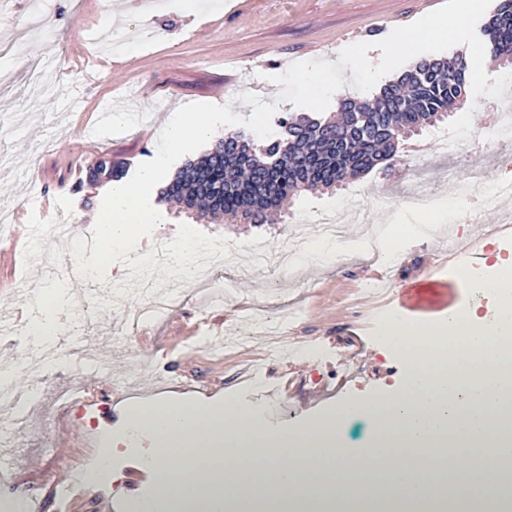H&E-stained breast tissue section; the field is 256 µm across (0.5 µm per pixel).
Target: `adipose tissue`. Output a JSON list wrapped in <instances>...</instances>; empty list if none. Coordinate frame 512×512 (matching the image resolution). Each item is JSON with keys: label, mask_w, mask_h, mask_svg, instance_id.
Segmentation results:
<instances>
[{"label": "adipose tissue", "mask_w": 512, "mask_h": 512, "mask_svg": "<svg viewBox=\"0 0 512 512\" xmlns=\"http://www.w3.org/2000/svg\"><path fill=\"white\" fill-rule=\"evenodd\" d=\"M473 304L415 321L391 311L381 343L404 352L431 342L425 361L410 362L402 385L385 398L343 401L300 428L267 430L249 407L216 409L152 404L127 415L126 434L155 437L147 464L153 496L131 499L130 512H435L461 499L474 512H499L497 472L482 460L512 441V359L498 349L512 336V264L487 276L464 269ZM25 336L56 345L61 317L73 308L72 285L60 280L37 291ZM455 341L453 361L441 343ZM369 423L360 445L345 438L355 420Z\"/></svg>", "instance_id": "obj_1"}]
</instances>
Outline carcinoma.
<instances>
[{
	"label": "carcinoma",
	"mask_w": 512,
	"mask_h": 512,
	"mask_svg": "<svg viewBox=\"0 0 512 512\" xmlns=\"http://www.w3.org/2000/svg\"><path fill=\"white\" fill-rule=\"evenodd\" d=\"M482 36L492 59L512 65V0H498ZM465 72L455 55L419 60L373 98L342 99L333 117L278 120L282 135L263 148L243 131L227 132L175 177L167 195L189 210L262 223L294 194L333 188L394 157L401 140L466 99ZM278 158L281 167L270 168ZM93 172L110 180L122 177L106 159L97 161Z\"/></svg>",
	"instance_id": "cac0c4a2"
}]
</instances>
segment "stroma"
<instances>
[{"label": "stroma", "mask_w": 512, "mask_h": 512, "mask_svg": "<svg viewBox=\"0 0 512 512\" xmlns=\"http://www.w3.org/2000/svg\"><path fill=\"white\" fill-rule=\"evenodd\" d=\"M444 0H230L218 10L201 7L185 13L162 5L151 11L154 38L135 42L137 15L114 0L102 13L96 0H51L47 32L14 41L25 0L0 5V41H13L12 54L0 57L10 68L13 54L42 57L48 66L43 83L0 95V206L14 209L8 231L12 258L0 266V304L15 313L11 328L0 331V359L5 343L22 338L25 309L14 283L52 281L31 248L39 239L44 251L71 260L72 247L52 232L58 213L71 216L75 234L93 222L102 183L90 182L85 167L98 158L125 163L127 174L154 158L159 134L178 107L205 102L229 105L232 113L250 117L253 108L239 93L261 95L276 103L278 85L270 76L291 63L323 59L335 62L345 47L385 38L397 26L410 24L438 9ZM121 109L125 124L88 133L98 113ZM487 97L477 99L473 130L460 141L455 156L434 143L433 127L422 128L403 142L396 156L371 172L335 189L306 191L291 197L281 212L261 224H240L189 211L163 200L155 186L151 203L163 216L152 248L173 240L183 225H192L204 240L223 241L241 249L253 243L275 248L293 236L302 219L352 199L364 204L363 220L343 227L351 249L330 263H307L292 277L260 273L237 281L223 303L191 301L172 316L145 326L140 337L117 340L115 329L124 310L135 304L140 278L129 267H113L105 281L112 303L89 318L78 340L91 350L88 370L67 357L52 367L33 369L30 358L17 367V388H38L35 408L17 413L0 405V494L22 492L40 512H126L127 499L153 492L143 461L152 452L150 436L135 446L114 444L125 428L128 409L146 399L173 405L220 407L236 399L256 410L272 429L298 426L326 413L337 401L379 399L395 390L408 369L404 357L380 343L383 315L398 309L407 288L424 279L443 292L449 305L465 304L470 293L455 280L449 258L467 263L471 252L482 260L479 274L492 263H512V241L482 239L484 225L498 223L484 212L480 223L456 224L435 238L410 235L399 244L394 283L380 297L363 295L378 270L354 240L378 227L408 228L420 213L411 211L407 195L417 185L432 191L440 205L454 202L457 174L479 159L495 178L512 182V161L487 149L491 115ZM265 306L276 328L267 335L252 320V305ZM293 366L299 407L284 409L286 384L276 373ZM107 412H100V404ZM54 446L38 447L43 430ZM113 443L110 488L70 487L64 470L95 463L101 444ZM143 477L135 489L132 472Z\"/></svg>", "instance_id": "obj_1"}]
</instances>
